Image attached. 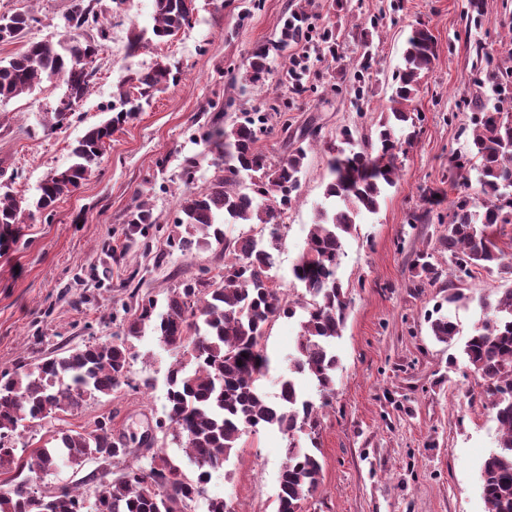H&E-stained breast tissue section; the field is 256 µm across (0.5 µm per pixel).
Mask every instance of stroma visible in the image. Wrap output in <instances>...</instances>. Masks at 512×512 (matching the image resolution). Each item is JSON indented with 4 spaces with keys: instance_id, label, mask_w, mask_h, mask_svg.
<instances>
[{
    "instance_id": "stroma-1",
    "label": "stroma",
    "mask_w": 512,
    "mask_h": 512,
    "mask_svg": "<svg viewBox=\"0 0 512 512\" xmlns=\"http://www.w3.org/2000/svg\"><path fill=\"white\" fill-rule=\"evenodd\" d=\"M292 0H197L190 27L167 44H151L129 55L132 26L151 27L152 0H101L108 36H119V49L104 48L93 64L88 92L70 122L43 127L62 94L61 82H45L33 92L0 101V182L33 199L41 181L72 161L70 148L87 128L109 116L117 103V82L166 58L177 63L176 84L158 94L138 116L121 126L101 163L77 190L61 198L52 216L25 214L16 238L0 252V371H16L65 349L117 332L122 306L132 288L165 303L186 278L217 273L224 252L212 244L190 252L153 244L152 255L122 246L126 215L136 201L147 200L160 223L177 216L179 166L197 156L201 165L195 190L209 186L219 171L205 158L204 133L211 124L208 107L225 100L235 71L256 46L279 37ZM71 0H0V15L33 10L38 18L28 40H57L61 17ZM468 0H351L347 9L334 0H313L309 22L330 26L339 60L314 63L307 76L315 95H289L285 120H273L261 144L271 155L281 151L282 123L292 129L321 125L327 141L343 127L375 132L392 94L393 75L402 62L411 29L426 25L437 41L433 68L422 78L414 107L422 115L416 143L398 164L401 177L385 191L377 213L362 215L356 232L343 241L338 275L348 294L344 328L335 347L340 360L335 393L322 400L309 380L301 387L320 404L315 436L299 434L302 445L316 443L322 465L318 490L302 512H486L480 470L498 446L494 413L484 382L466 366L464 343L485 318L482 296L502 293L511 283L494 271L479 269L457 282L464 295L444 303L439 286L412 285L415 252L433 250L444 227L409 225L411 215L431 211L448 216L451 190L448 160L470 138L471 100L486 74L476 64L485 47L503 67H512V0H486L481 24H467ZM367 31L374 64L364 76L365 99L351 102L359 56L357 37ZM328 154L310 150L300 189L288 211L289 229L275 256L274 274L291 282L292 266L305 247L308 231L325 202ZM163 262H155L156 253ZM443 308L458 333L441 342L428 318ZM300 327L296 320L271 323L261 340L270 370L260 385L275 399L288 370ZM130 388L88 398L77 412L25 431L15 446L38 447L51 431L92 426L112 417L114 436L139 448L141 438L164 416L165 377L174 363L152 332L133 343ZM151 389H143V380ZM287 439L263 428L245 436L229 461L212 470L204 498L191 512H206V501L221 497L237 512H276L279 475ZM94 463H63L28 474V485L49 495L83 483Z\"/></svg>"
}]
</instances>
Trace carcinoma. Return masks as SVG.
Returning a JSON list of instances; mask_svg holds the SVG:
<instances>
[{"label":"carcinoma","instance_id":"1","mask_svg":"<svg viewBox=\"0 0 512 512\" xmlns=\"http://www.w3.org/2000/svg\"><path fill=\"white\" fill-rule=\"evenodd\" d=\"M100 0H71L63 15L64 38L32 41L9 60H0V101L33 91L44 82L59 80L65 91L55 103L49 122L61 127L76 112L93 74L91 64L104 47V16ZM151 29L133 30L128 52L133 55L149 43H167L191 25L196 0H153ZM39 19L19 11L0 16V42L22 39ZM96 31L93 36L90 31ZM312 35L306 13L291 11L276 44H259L248 55L239 87L241 94L258 85H287L298 93L307 91L303 77L308 65L291 63L275 70L270 51H283ZM486 74L498 87L512 80L488 51L478 53ZM436 59V44L425 27L411 30L405 43L402 65L393 76L389 112L376 129V138L344 129L340 145L330 151V180L325 187L328 206L308 231L306 245L292 268L297 299L286 294L287 285L271 275L274 249L287 225L280 223L281 207L292 201L300 187L310 147L321 136L304 131L283 142L276 159L261 147V136L272 119L269 112H244L226 127L221 117L210 126L205 142L214 154L221 175L206 191L192 190L200 160L184 159L179 174L178 235H168L172 249L185 250L199 234L204 244L223 246L224 268L208 280H182L168 298L167 309L156 311L157 301L134 288L132 304L124 309L123 335L107 342H88L33 364L22 372L0 374V512H83L86 496L63 487L49 496H38L20 479L23 471H47L65 459L71 463L99 455L105 466L119 458H131L102 487L97 512H184L197 500L211 477L241 445L243 436L271 427L288 437L280 474L276 512H300L301 503L321 483V465L308 449L294 443V434L318 426V408L301 391L297 380H314L323 398L334 394L339 359L335 340L341 336L347 291L338 277L342 241L356 230L357 218L379 209L384 190L400 176L399 155L412 147L419 131L412 103L420 80ZM178 79V68L168 61L132 71L118 84L120 106L112 116L90 127L71 147L73 162L48 175L30 203L17 198L9 186L0 187V238L12 233L29 208L52 212L56 203L74 192L100 163L112 135L135 118L143 105L165 92ZM477 113L471 139L453 155L457 172L476 170L477 191L469 184L451 202L447 233L437 239V249L448 255L458 272L468 276L481 267L507 278L512 259L498 246L491 228L512 223V107L475 96ZM131 225L123 251L138 248L149 252V241L163 230L152 206L139 202L127 215ZM226 224H247L235 237L224 232ZM433 254L421 251L412 259L417 278L414 287L437 284L443 270L432 262ZM486 318L480 330L464 345L469 367L486 382L498 423V448L481 468V488L486 512H512V288L495 303L480 299ZM300 316V334L288 375L280 380L276 400L269 401L259 389L269 370L260 348L265 328L280 317ZM151 329L159 343L179 357L166 376L165 418L159 428L180 439L189 460L197 467L190 477L163 452L135 454L120 438L112 436V415L101 416L93 427L53 432L55 444L16 454L12 440L19 428L39 426L50 419L79 410L86 397L112 395L130 385L131 340ZM432 336L441 342L456 335L455 324L444 314L431 321Z\"/></svg>","mask_w":512,"mask_h":512}]
</instances>
